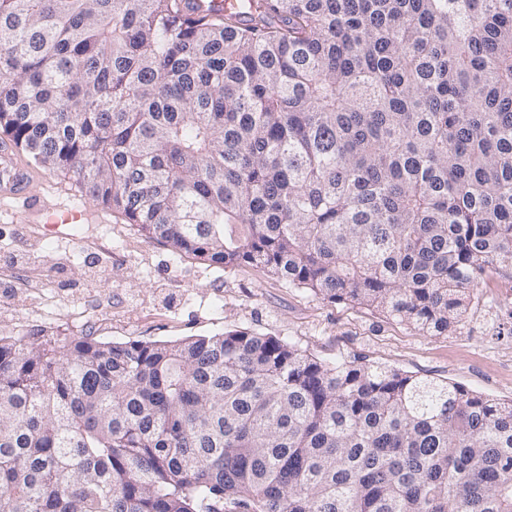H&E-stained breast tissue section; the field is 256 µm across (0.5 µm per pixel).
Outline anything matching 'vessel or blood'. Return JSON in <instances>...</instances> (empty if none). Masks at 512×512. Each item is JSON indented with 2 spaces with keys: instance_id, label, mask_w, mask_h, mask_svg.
Here are the masks:
<instances>
[{
  "instance_id": "vessel-or-blood-1",
  "label": "vessel or blood",
  "mask_w": 512,
  "mask_h": 512,
  "mask_svg": "<svg viewBox=\"0 0 512 512\" xmlns=\"http://www.w3.org/2000/svg\"><path fill=\"white\" fill-rule=\"evenodd\" d=\"M33 178L27 166L21 163L17 150L11 141L0 140V197L20 201L27 211L33 214L56 212L66 224H76L84 220L86 214L72 201L54 203L36 193L32 188Z\"/></svg>"
}]
</instances>
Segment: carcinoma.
<instances>
[{"label":"carcinoma","instance_id":"obj_1","mask_svg":"<svg viewBox=\"0 0 512 512\" xmlns=\"http://www.w3.org/2000/svg\"><path fill=\"white\" fill-rule=\"evenodd\" d=\"M0 137L177 254L446 335L512 267V0H0ZM0 512H512V401L248 329L2 336Z\"/></svg>","mask_w":512,"mask_h":512}]
</instances>
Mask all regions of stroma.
<instances>
[{
    "label": "stroma",
    "mask_w": 512,
    "mask_h": 512,
    "mask_svg": "<svg viewBox=\"0 0 512 512\" xmlns=\"http://www.w3.org/2000/svg\"><path fill=\"white\" fill-rule=\"evenodd\" d=\"M33 188L79 200L89 224H47L0 205V336L126 342L174 341L249 329L299 345L322 360L391 366L512 400V268L488 271L466 319L430 336L378 312L321 300L266 270L203 269L191 256L146 241L111 210L80 197L63 174L33 168ZM48 271L59 301H84V324L48 311L46 291L20 288L14 269Z\"/></svg>",
    "instance_id": "obj_1"
}]
</instances>
